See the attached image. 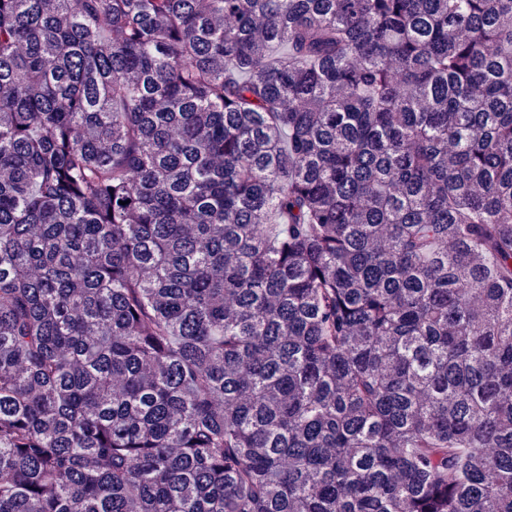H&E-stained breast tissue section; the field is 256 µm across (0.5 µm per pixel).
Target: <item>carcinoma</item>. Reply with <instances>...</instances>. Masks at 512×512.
I'll use <instances>...</instances> for the list:
<instances>
[{"label": "carcinoma", "mask_w": 512, "mask_h": 512, "mask_svg": "<svg viewBox=\"0 0 512 512\" xmlns=\"http://www.w3.org/2000/svg\"><path fill=\"white\" fill-rule=\"evenodd\" d=\"M0 512H512V0H0Z\"/></svg>", "instance_id": "obj_1"}]
</instances>
